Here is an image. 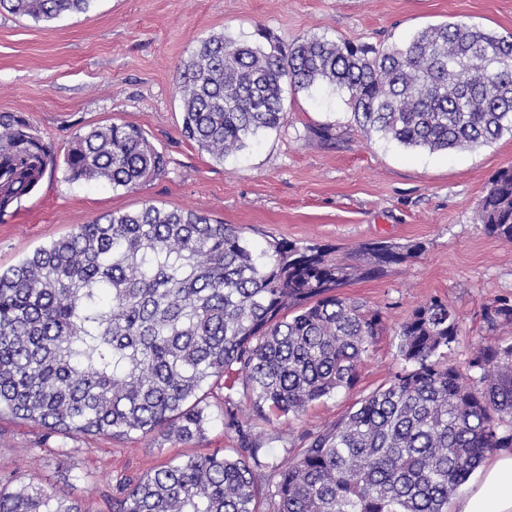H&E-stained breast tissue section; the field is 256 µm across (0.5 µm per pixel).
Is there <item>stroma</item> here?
I'll return each instance as SVG.
<instances>
[{"label": "stroma", "instance_id": "1", "mask_svg": "<svg viewBox=\"0 0 512 512\" xmlns=\"http://www.w3.org/2000/svg\"><path fill=\"white\" fill-rule=\"evenodd\" d=\"M460 20L512 36V0H92L87 12L49 22L0 14V113L23 117L60 157L75 134L126 123L143 130L167 161L136 190L72 182L57 167L0 218V267L76 225L147 202L232 225L258 250L283 239L335 248L351 262L364 243L415 246L413 257L382 276L343 289L383 317L352 388L292 419L256 414L242 384L229 392L238 417L253 422L262 448L282 464L285 443L321 430L390 383L402 368L400 327L431 299L446 301L455 314L448 362L467 372L488 334L512 341V324L491 331L483 319L487 305L512 296V242L490 235L479 219L492 177L512 165V134L451 152L406 148L359 127L343 93L303 90L289 93L282 126L219 162L183 136L176 90L178 64L213 34L266 38L283 48L314 34L380 48ZM225 393L214 389L212 419L189 443L138 433L47 440L40 426L0 415V477L26 474L78 501L83 512H112L120 479L176 457L236 447L220 415Z\"/></svg>", "mask_w": 512, "mask_h": 512}]
</instances>
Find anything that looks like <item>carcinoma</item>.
<instances>
[{
  "label": "carcinoma",
  "mask_w": 512,
  "mask_h": 512,
  "mask_svg": "<svg viewBox=\"0 0 512 512\" xmlns=\"http://www.w3.org/2000/svg\"><path fill=\"white\" fill-rule=\"evenodd\" d=\"M92 0H0L50 22ZM185 138L218 160L287 119L286 87L330 86L353 120L407 148L453 150L512 133V41L465 21L429 26L377 49L311 35L284 50L223 35L200 40L177 70ZM29 123L0 113V216L55 165ZM73 182L136 189L166 160L138 127L75 135ZM489 234L512 240V167L481 204ZM416 248L371 242L362 262L274 241L256 251L236 228L152 203L80 224L0 270V412L57 434H204L211 389L242 380L258 413L297 417L355 384L382 316L339 289L381 275ZM512 322V300L484 309ZM458 324L448 303L416 308L398 332L389 384L289 450L259 456L253 426L223 416L237 447L172 460L120 481L112 512H448L485 457L512 450V343L472 353L464 379L447 363ZM0 512H83L30 479L0 478Z\"/></svg>",
  "instance_id": "obj_1"
}]
</instances>
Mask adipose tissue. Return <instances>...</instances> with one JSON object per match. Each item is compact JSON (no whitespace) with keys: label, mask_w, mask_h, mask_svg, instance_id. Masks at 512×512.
<instances>
[{"label":"adipose tissue","mask_w":512,"mask_h":512,"mask_svg":"<svg viewBox=\"0 0 512 512\" xmlns=\"http://www.w3.org/2000/svg\"><path fill=\"white\" fill-rule=\"evenodd\" d=\"M451 512H512V452H501L482 468Z\"/></svg>","instance_id":"1"}]
</instances>
